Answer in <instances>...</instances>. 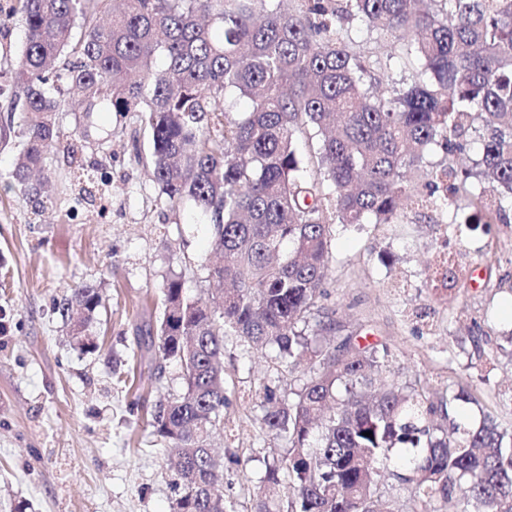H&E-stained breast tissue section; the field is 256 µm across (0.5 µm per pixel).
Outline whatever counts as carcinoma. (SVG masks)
Here are the masks:
<instances>
[{
    "label": "carcinoma",
    "instance_id": "1",
    "mask_svg": "<svg viewBox=\"0 0 512 512\" xmlns=\"http://www.w3.org/2000/svg\"><path fill=\"white\" fill-rule=\"evenodd\" d=\"M112 10H106L107 3ZM11 0L24 41L10 61V176L21 200L50 199L31 182L60 140L66 98L83 111L138 112L151 132L146 165L170 206L210 226L222 263L206 301L181 275L162 287L152 344L156 370H182L180 395L156 407L172 455L173 512H225L224 461L214 432L224 421V335L275 347L302 382L289 399L264 393L262 425L288 441L273 449L254 512H273L288 482V512H398L379 464L397 459L410 512H512V428L489 417L448 420L478 400L467 389L409 388L390 376L389 353L338 342L321 305L332 223L391 224L411 208H472L478 222L507 219L512 198V0ZM394 39L419 73L384 84L393 55L353 50L354 25ZM249 102L229 116L226 97ZM479 125H473L474 120ZM316 144L310 158L297 151ZM477 143L469 168L434 163ZM428 168L425 196L407 179ZM101 289H71L58 309L73 341L95 347ZM372 436L367 437L365 433Z\"/></svg>",
    "mask_w": 512,
    "mask_h": 512
}]
</instances>
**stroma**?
I'll return each mask as SVG.
<instances>
[{"label": "stroma", "mask_w": 512, "mask_h": 512, "mask_svg": "<svg viewBox=\"0 0 512 512\" xmlns=\"http://www.w3.org/2000/svg\"><path fill=\"white\" fill-rule=\"evenodd\" d=\"M76 112L58 115L81 140L99 189L79 198L62 152L45 171L56 192L44 209L21 206L8 178L14 149L0 145V512H171L165 443L151 415L179 395L176 362L157 369L148 348L159 329L166 276L207 298L214 260L209 227L187 223L160 198L145 165L150 134L137 113L96 112L82 131ZM444 221L412 211L396 224L333 227L326 307L337 338L388 347L401 383L468 387L486 412L512 424V219L479 225L447 245ZM452 254L469 277L434 290L435 268ZM93 284L104 305L96 349L69 342L56 303ZM479 337L482 353L470 340ZM227 401L214 445L224 465L226 512H252L272 448H286L260 422L265 391L287 396L299 374L273 349L224 338Z\"/></svg>", "instance_id": "35a3bbf8"}]
</instances>
